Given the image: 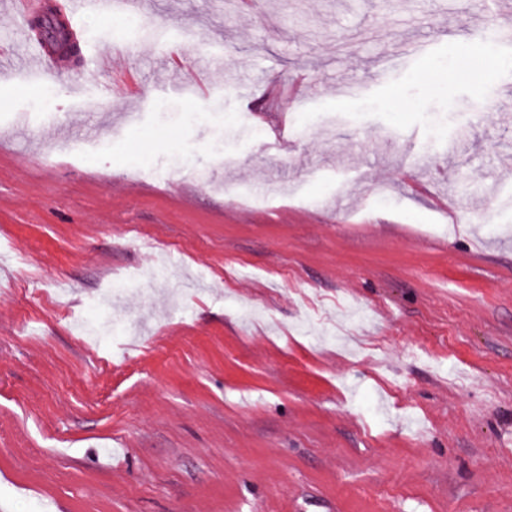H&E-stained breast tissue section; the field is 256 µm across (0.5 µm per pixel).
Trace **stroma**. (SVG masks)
<instances>
[{
    "label": "stroma",
    "instance_id": "stroma-1",
    "mask_svg": "<svg viewBox=\"0 0 512 512\" xmlns=\"http://www.w3.org/2000/svg\"><path fill=\"white\" fill-rule=\"evenodd\" d=\"M11 2L0 512H512V0H144L59 72Z\"/></svg>",
    "mask_w": 512,
    "mask_h": 512
}]
</instances>
